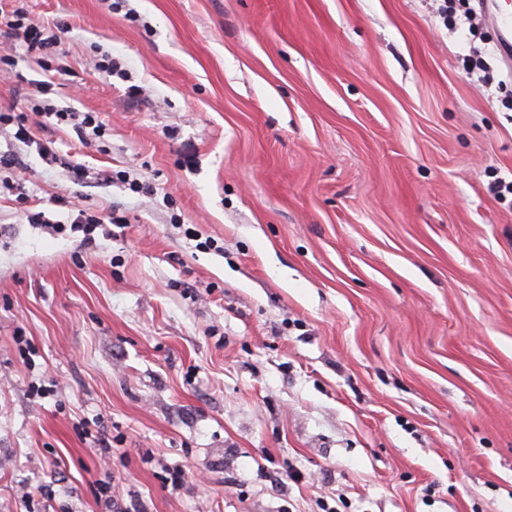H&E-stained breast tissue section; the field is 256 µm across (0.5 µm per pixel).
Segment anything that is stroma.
Returning a JSON list of instances; mask_svg holds the SVG:
<instances>
[{"mask_svg": "<svg viewBox=\"0 0 512 512\" xmlns=\"http://www.w3.org/2000/svg\"><path fill=\"white\" fill-rule=\"evenodd\" d=\"M18 7L67 30L42 67L0 31V111L48 79L104 129L0 134L32 198L0 192V512H106V480L123 512H512V62L463 67L496 28L438 0ZM48 142L126 177L73 186ZM75 190L121 226L30 221Z\"/></svg>", "mask_w": 512, "mask_h": 512, "instance_id": "stroma-1", "label": "stroma"}]
</instances>
